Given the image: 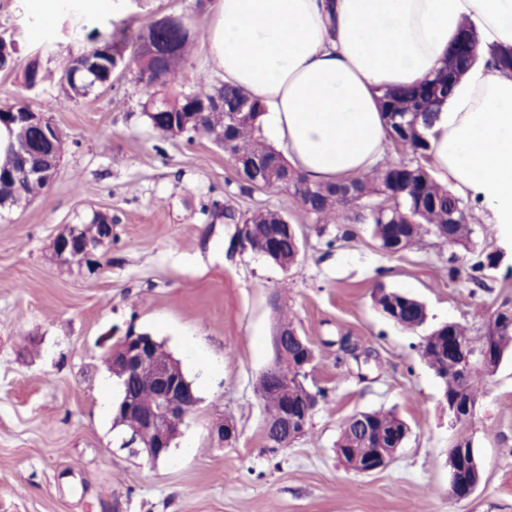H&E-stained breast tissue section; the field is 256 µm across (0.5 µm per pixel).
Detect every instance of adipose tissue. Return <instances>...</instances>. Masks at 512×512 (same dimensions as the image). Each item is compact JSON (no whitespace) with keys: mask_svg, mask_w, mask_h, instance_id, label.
Wrapping results in <instances>:
<instances>
[{"mask_svg":"<svg viewBox=\"0 0 512 512\" xmlns=\"http://www.w3.org/2000/svg\"><path fill=\"white\" fill-rule=\"evenodd\" d=\"M464 26L482 48L512 46V0H218L205 42L225 83L265 105L287 160L330 182L380 164L382 91L430 76ZM428 141L432 173L488 223L512 226V73L480 57Z\"/></svg>","mask_w":512,"mask_h":512,"instance_id":"adipose-tissue-1","label":"adipose tissue"}]
</instances>
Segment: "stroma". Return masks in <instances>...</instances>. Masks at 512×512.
<instances>
[{
	"label": "stroma",
	"instance_id": "stroma-1",
	"mask_svg": "<svg viewBox=\"0 0 512 512\" xmlns=\"http://www.w3.org/2000/svg\"><path fill=\"white\" fill-rule=\"evenodd\" d=\"M194 2L123 0L118 18L79 4L46 20L31 0H0V36L17 48L14 68L0 71V104L43 113L64 141L46 192L0 209V512H104L110 501L120 512H512V353L482 381L461 428L417 350L446 322L482 335L512 303V228L474 210L471 249L426 236L389 256L370 225L318 223L292 196L248 184L211 139L154 131L134 63L111 88L65 101L71 56L165 15L206 31L213 12H193ZM33 59L46 77L30 90L22 74ZM267 210L295 225L297 264L238 242L239 219ZM96 212L112 218L100 268L58 263L55 238ZM495 251L501 266L470 279L476 254ZM379 285L422 301L426 325L408 331L386 318L371 299ZM288 320L314 349L305 384L320 397L307 433L273 453L257 380ZM131 330L163 344L199 399L154 464L122 447L113 421L120 388L105 357ZM341 336L359 359L340 361ZM377 410L396 412L410 433L384 469L349 471L336 456L340 426ZM221 419L235 424L234 441L211 437ZM461 435L483 469L465 499L448 483Z\"/></svg>",
	"mask_w": 512,
	"mask_h": 512
}]
</instances>
